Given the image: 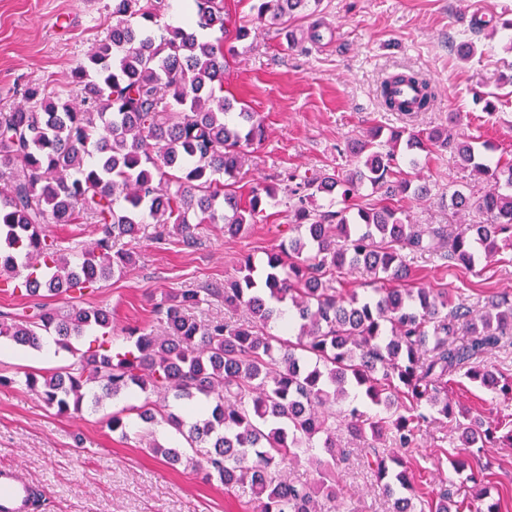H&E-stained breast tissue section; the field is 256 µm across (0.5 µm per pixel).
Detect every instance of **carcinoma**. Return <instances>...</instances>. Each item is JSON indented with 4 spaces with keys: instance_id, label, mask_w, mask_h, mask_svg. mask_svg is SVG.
I'll return each instance as SVG.
<instances>
[{
    "instance_id": "obj_1",
    "label": "carcinoma",
    "mask_w": 512,
    "mask_h": 512,
    "mask_svg": "<svg viewBox=\"0 0 512 512\" xmlns=\"http://www.w3.org/2000/svg\"><path fill=\"white\" fill-rule=\"evenodd\" d=\"M320 2L255 0L252 11L264 25L286 29ZM107 8L106 37L71 71L74 96L31 85L23 103L0 110V280L21 279L35 299L20 314L0 313V338L39 350L53 336L76 357L49 376L25 374L26 385L60 414L144 395L112 412L108 427L124 436L136 415L147 448L171 466L205 449L206 479L228 492L249 487L255 512H336L348 444L363 448V465L391 512H413L409 452L435 410L458 433L461 478L427 498V509L466 512L470 487L487 478L486 467L471 461L474 449L512 446V421L497 435L453 406V390L467 379L512 395V381L481 363L512 344V300L451 306L445 291L414 285L404 252L436 254L472 271L511 246L512 160L487 162L493 148L454 136L453 115L428 132L393 130L384 138L382 128L371 129L347 142L357 159L350 171L283 174L293 231L286 243L263 258L244 256L239 276L222 287L164 293L154 306L158 327L127 329L128 350L80 352L73 342L91 333L112 337V312L80 303L135 263L120 241L166 234L190 247L197 225L220 220L235 237L277 197L273 187L247 199L238 194L248 149L264 140L265 127L247 104L222 96L236 43L252 36L246 25L228 28L226 0H192L187 25L168 26L160 37L152 26L168 0H110ZM485 27L472 16L469 35L455 45L461 58L473 55ZM216 31L221 36H211ZM396 81L422 86L417 110L431 105L429 84L408 72L384 83L386 109H401L389 92ZM433 152L453 154L489 184L479 196L448 188V211L467 218L462 227L415 224L393 203L430 194L401 165L416 170ZM366 189L376 201L361 203ZM323 195L340 208L321 210ZM85 223L99 233L88 249L68 251L47 230ZM356 269L382 285L363 297L345 290V275ZM44 297H61L67 308ZM213 298L246 318L202 322L190 314ZM272 322L295 340L269 333ZM159 419L181 439L155 441L150 427ZM301 460L315 467L314 482L289 479L288 464Z\"/></svg>"
}]
</instances>
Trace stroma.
<instances>
[{"instance_id":"stroma-1","label":"stroma","mask_w":512,"mask_h":512,"mask_svg":"<svg viewBox=\"0 0 512 512\" xmlns=\"http://www.w3.org/2000/svg\"><path fill=\"white\" fill-rule=\"evenodd\" d=\"M106 2L0 0V107L20 104L29 85L64 91L71 70L106 35ZM476 10L512 19V0H322L319 13L295 20L289 33L258 28L239 45L224 79L225 90L259 112L265 126L262 145L239 176L240 194L277 183L287 170L348 171L354 161L347 139L378 125L429 130L447 125L453 113L459 116L454 134L491 141L499 155L512 158V37L500 29L482 34L466 61L450 47L462 40ZM314 28L316 41L308 37ZM292 37L299 47L289 48ZM409 70L436 93L432 108L411 118L384 111L377 99L383 79ZM477 92L502 94L494 114L476 105ZM418 174L430 195L399 201L417 224L452 223L440 204L449 186L474 193L485 188L446 152L423 158ZM287 224L288 211L280 205L235 237L225 236L223 224L200 225L192 248L140 239L132 244L135 264L123 277L101 283L83 304L111 311L112 344L123 346L124 328L155 325L153 305L161 292L223 285L237 276L242 255L262 257L287 239ZM407 263L415 283L445 289L452 303L481 306L512 296V251L473 273L427 254ZM73 361L63 349L45 358L34 350L0 355V376L11 379L0 385V466L20 470L39 491L35 512H251L249 488L225 494L202 471L150 454L137 431L124 436L109 430L104 417L111 405L61 415L14 379L20 370L46 375ZM454 397L487 421L512 415V399L470 385ZM456 444L446 423L422 428L413 452L415 487L433 494L456 479ZM361 456V449H352L341 493L360 512H389ZM481 460L489 465L488 499L512 512V447L488 444Z\"/></svg>"}]
</instances>
